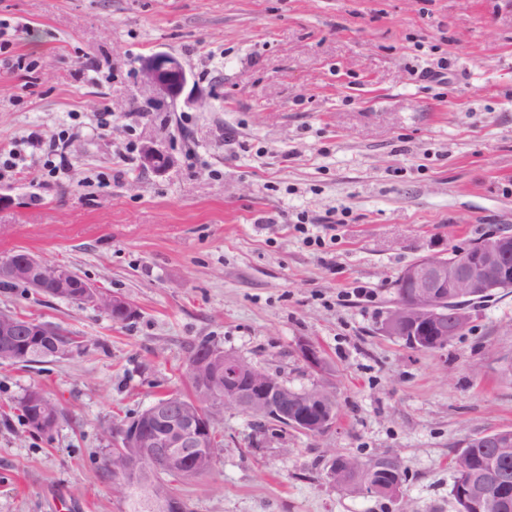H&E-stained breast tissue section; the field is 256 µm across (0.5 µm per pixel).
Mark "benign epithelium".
Listing matches in <instances>:
<instances>
[{
  "label": "benign epithelium",
  "instance_id": "1",
  "mask_svg": "<svg viewBox=\"0 0 512 512\" xmlns=\"http://www.w3.org/2000/svg\"><path fill=\"white\" fill-rule=\"evenodd\" d=\"M144 80L162 98L173 104L194 103L191 95H184L188 76L183 65L172 55L154 53L140 63ZM164 153L153 145L143 148L142 167L160 172L157 161ZM23 271L34 287L50 280L61 288H83L89 303L109 312L115 308L131 309L120 296L101 291L62 265H52L27 253L16 261L9 255L0 258V279ZM512 284V234H490L475 247L448 259L427 256L408 265L400 274V299L391 310L384 330L398 335L408 330L418 331L411 336L417 350L427 346L439 350L450 339L459 335L470 319L469 307L448 306L454 298L482 297L494 289ZM40 340L63 332L59 325L43 321H21L15 314L0 310V337L6 343L5 352H11L19 333ZM303 361L312 368L322 367L323 357L311 343L300 345ZM211 358L196 361L190 369V380L202 390L211 393L208 407L196 412L186 410L177 399L154 403L144 410L142 421L160 424L159 431L150 439L142 437L139 422L126 423L112 429L115 453H126L123 469L113 475L123 496L131 489L128 477L139 472L147 462L163 461L173 467L189 463L195 452L204 447L209 433L215 427L216 415L226 408L251 415L285 422L292 428L313 437L328 433L336 418L323 415L334 408L333 393L324 385L307 391V409L298 412L290 405L295 390L278 378L239 359L224 358V391L213 384Z\"/></svg>",
  "mask_w": 512,
  "mask_h": 512
}]
</instances>
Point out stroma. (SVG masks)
Listing matches in <instances>:
<instances>
[{
	"label": "stroma",
	"instance_id": "35a3bbf8",
	"mask_svg": "<svg viewBox=\"0 0 512 512\" xmlns=\"http://www.w3.org/2000/svg\"><path fill=\"white\" fill-rule=\"evenodd\" d=\"M0 22L5 56L36 64H0V162L18 167L0 177V256L67 265L136 311L117 324L0 288V308L85 340L0 364V512H128L104 467L112 428L190 395L203 342L329 386L337 416L315 438L224 411L213 469L174 487L188 512H454L453 449L512 429V290L434 352L383 326L407 265L512 230V0H0ZM156 52L184 66L193 106L143 82ZM84 62L97 79L77 78ZM34 131L67 132L58 174ZM148 144L163 172L142 169ZM33 387L59 407L50 433L18 409ZM335 454L399 457L401 499L332 485Z\"/></svg>",
	"mask_w": 512,
	"mask_h": 512
}]
</instances>
